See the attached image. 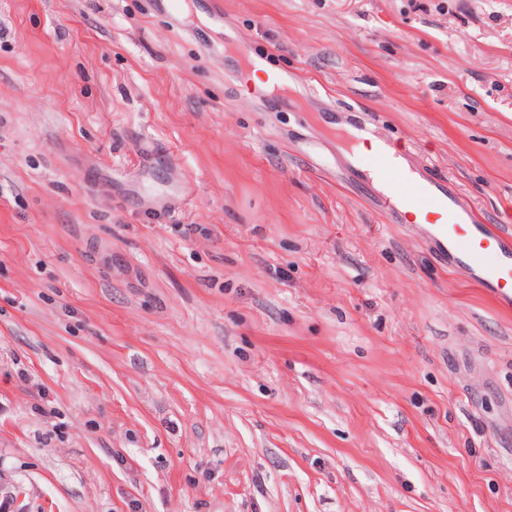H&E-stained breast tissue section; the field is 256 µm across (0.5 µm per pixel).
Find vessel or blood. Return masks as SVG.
Wrapping results in <instances>:
<instances>
[{"instance_id":"b4317fda","label":"vessel or blood","mask_w":512,"mask_h":512,"mask_svg":"<svg viewBox=\"0 0 512 512\" xmlns=\"http://www.w3.org/2000/svg\"><path fill=\"white\" fill-rule=\"evenodd\" d=\"M356 164L380 181L389 207L411 222L430 225L432 238L450 263L512 296V232L474 223L465 197L448 192L440 180L407 173L385 149L366 148Z\"/></svg>"}]
</instances>
